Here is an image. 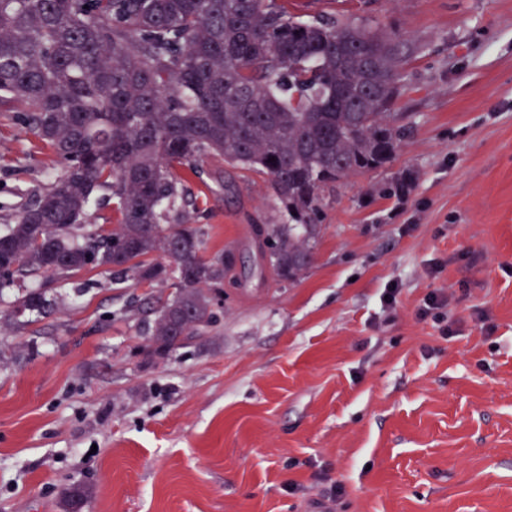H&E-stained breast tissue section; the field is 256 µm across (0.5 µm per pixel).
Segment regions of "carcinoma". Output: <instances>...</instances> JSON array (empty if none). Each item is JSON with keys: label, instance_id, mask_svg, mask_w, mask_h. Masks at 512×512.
I'll return each instance as SVG.
<instances>
[{"label": "carcinoma", "instance_id": "cac0c4a2", "mask_svg": "<svg viewBox=\"0 0 512 512\" xmlns=\"http://www.w3.org/2000/svg\"><path fill=\"white\" fill-rule=\"evenodd\" d=\"M403 58L390 32L335 17L304 19L282 0H0V104H25L26 132L48 142L61 174L0 230V292L37 273L117 268L149 286L178 272L144 350L163 358L205 334L224 295L229 254H201L202 231H162L181 196L175 166L217 155L269 177L280 224H256L281 281L308 270L325 194L385 170L405 129L390 107ZM275 161H269V158ZM416 173L379 195L401 199ZM109 192L120 223L85 228ZM54 306L40 289L13 314ZM86 487L65 494L81 509Z\"/></svg>", "mask_w": 512, "mask_h": 512}]
</instances>
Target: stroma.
I'll return each instance as SVG.
<instances>
[{
	"instance_id": "35a3bbf8",
	"label": "stroma",
	"mask_w": 512,
	"mask_h": 512,
	"mask_svg": "<svg viewBox=\"0 0 512 512\" xmlns=\"http://www.w3.org/2000/svg\"><path fill=\"white\" fill-rule=\"evenodd\" d=\"M364 19L407 64L394 170L340 182L304 276L277 281L256 224L266 175L210 156L174 210L230 252L208 339L147 361L159 293L112 271L36 276L55 307L0 292V512H512V0H288ZM0 108V225L61 171ZM396 288L392 308L382 299ZM446 298L443 323L422 316ZM416 173L407 169L397 173L388 179L378 188V193L382 197L396 198L397 200L405 197L414 187ZM54 304L55 302L48 299L46 293L41 289H31L17 297L13 314L15 316L24 315L26 312L46 314L53 308Z\"/></svg>"
}]
</instances>
